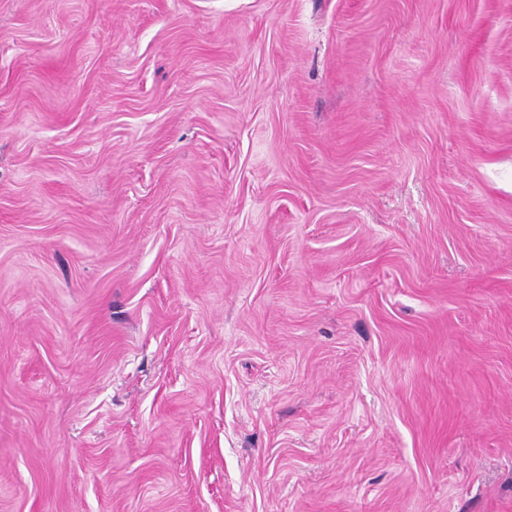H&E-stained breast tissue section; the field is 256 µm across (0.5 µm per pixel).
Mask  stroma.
<instances>
[{
    "label": "stroma",
    "mask_w": 512,
    "mask_h": 512,
    "mask_svg": "<svg viewBox=\"0 0 512 512\" xmlns=\"http://www.w3.org/2000/svg\"><path fill=\"white\" fill-rule=\"evenodd\" d=\"M0 512H512V0H0Z\"/></svg>",
    "instance_id": "1"
}]
</instances>
